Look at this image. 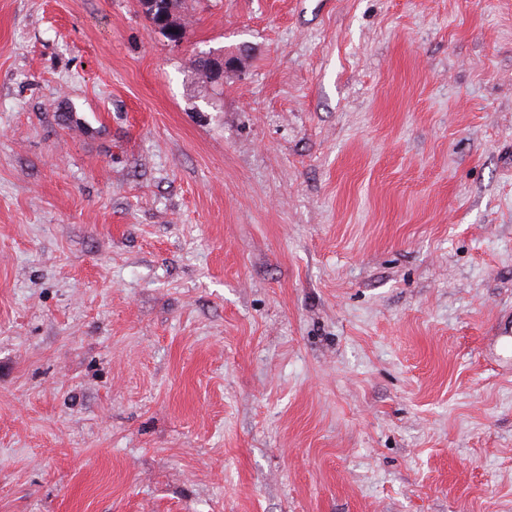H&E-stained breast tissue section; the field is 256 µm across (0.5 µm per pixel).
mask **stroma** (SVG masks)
Listing matches in <instances>:
<instances>
[{"label":"stroma","instance_id":"35a3bbf8","mask_svg":"<svg viewBox=\"0 0 512 512\" xmlns=\"http://www.w3.org/2000/svg\"><path fill=\"white\" fill-rule=\"evenodd\" d=\"M180 17L0 0V512H512V0Z\"/></svg>","mask_w":512,"mask_h":512}]
</instances>
